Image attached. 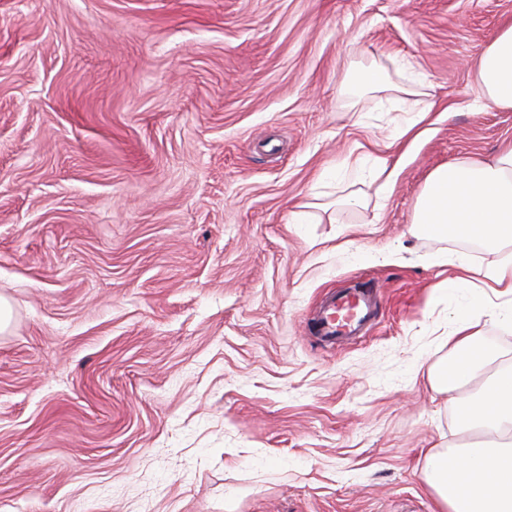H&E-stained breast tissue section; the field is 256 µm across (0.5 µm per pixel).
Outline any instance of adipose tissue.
<instances>
[{
	"label": "adipose tissue",
	"mask_w": 512,
	"mask_h": 512,
	"mask_svg": "<svg viewBox=\"0 0 512 512\" xmlns=\"http://www.w3.org/2000/svg\"><path fill=\"white\" fill-rule=\"evenodd\" d=\"M398 81L384 68L372 66L366 80L386 101L408 106L405 121L389 137V145L416 141L419 125L433 110L421 98L429 81L410 61L399 62ZM477 98L484 105L512 110V21L505 22L481 54L475 75ZM360 187L348 205H364L367 189L386 199L404 161L377 151L360 158ZM412 222L419 232L479 240L495 253L494 263L474 264L465 254L449 259L452 317L438 337L448 358L432 372L434 389L445 392L478 385L464 406L466 430L478 433L471 445L429 453L422 478L444 512H512V359H501L484 340L483 317L512 328V145L491 161L466 159L433 169L417 197Z\"/></svg>",
	"instance_id": "1"
}]
</instances>
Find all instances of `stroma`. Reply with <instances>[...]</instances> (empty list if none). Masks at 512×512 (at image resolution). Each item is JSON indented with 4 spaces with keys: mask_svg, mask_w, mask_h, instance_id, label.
Listing matches in <instances>:
<instances>
[{
    "mask_svg": "<svg viewBox=\"0 0 512 512\" xmlns=\"http://www.w3.org/2000/svg\"><path fill=\"white\" fill-rule=\"evenodd\" d=\"M512 0H0V512H440L429 449L469 442L448 351L461 240L412 231L428 173L512 144L473 105ZM440 103L386 201L329 202L400 106ZM378 316L315 336L330 289ZM396 73L400 81L392 82L386 78L383 67L371 66L367 68L365 80L375 92L385 94L384 99L389 102L408 105V117L393 132L392 136L384 142V147L390 149L395 145H400L404 141L414 143L421 135L417 131L419 125L426 119L428 114L435 107V102L428 99H422L418 96H429V94L420 92L421 89L429 87L427 76L416 70L409 60L404 59L399 62ZM416 99H411L415 98Z\"/></svg>",
    "mask_w": 512,
    "mask_h": 512,
    "instance_id": "obj_1",
    "label": "stroma"
}]
</instances>
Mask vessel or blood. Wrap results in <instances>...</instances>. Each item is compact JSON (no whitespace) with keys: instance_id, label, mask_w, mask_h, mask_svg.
Returning a JSON list of instances; mask_svg holds the SVG:
<instances>
[{"instance_id":"1","label":"vessel or blood","mask_w":512,"mask_h":512,"mask_svg":"<svg viewBox=\"0 0 512 512\" xmlns=\"http://www.w3.org/2000/svg\"><path fill=\"white\" fill-rule=\"evenodd\" d=\"M375 317V300L370 291L342 289L322 302L315 317L316 334L331 341L356 336Z\"/></svg>"}]
</instances>
